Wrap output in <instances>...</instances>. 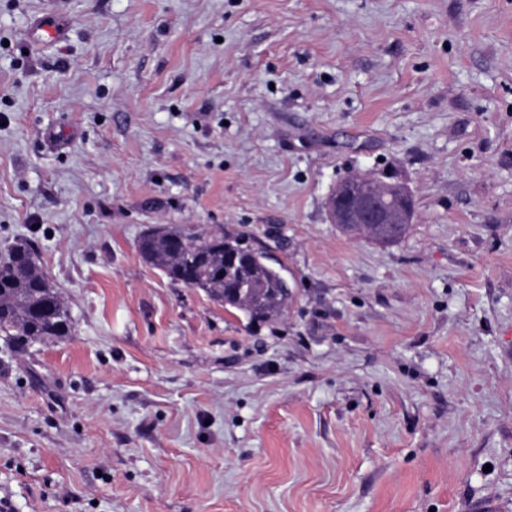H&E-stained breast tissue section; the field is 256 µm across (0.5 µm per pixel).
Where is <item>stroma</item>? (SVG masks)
I'll list each match as a JSON object with an SVG mask.
<instances>
[{
  "label": "stroma",
  "instance_id": "35a3bbf8",
  "mask_svg": "<svg viewBox=\"0 0 512 512\" xmlns=\"http://www.w3.org/2000/svg\"><path fill=\"white\" fill-rule=\"evenodd\" d=\"M353 173L401 239L331 223ZM154 224L255 236L287 315L146 264ZM17 243L73 332L0 351L12 512H512V0H0ZM68 33L69 27L65 20L49 10L31 27L29 40L45 44H58L67 39ZM397 199L394 202V199ZM411 197L399 184L389 183L369 176L351 180L345 184L329 203L332 223L381 225L401 224L391 234L374 227H355L352 232L361 233L382 243H392L407 231L412 211L406 206Z\"/></svg>",
  "mask_w": 512,
  "mask_h": 512
}]
</instances>
